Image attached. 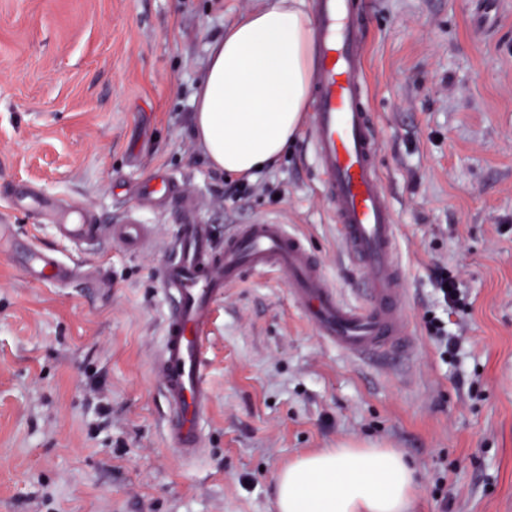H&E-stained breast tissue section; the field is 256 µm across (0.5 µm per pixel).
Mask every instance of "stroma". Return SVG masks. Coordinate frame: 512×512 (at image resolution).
Returning a JSON list of instances; mask_svg holds the SVG:
<instances>
[{
	"mask_svg": "<svg viewBox=\"0 0 512 512\" xmlns=\"http://www.w3.org/2000/svg\"><path fill=\"white\" fill-rule=\"evenodd\" d=\"M266 0H0V512H275L273 478L347 441L400 450L414 512H512V0H367L377 167L401 227L412 355L388 369L315 335L284 277L245 273L213 305L204 338L212 403L205 453L170 448L154 359L175 225L270 221L305 239L352 304L366 276L340 241L302 128L246 195H224L193 132L209 47ZM178 192L146 204L140 187ZM281 188L280 196L269 188ZM93 216L77 246L30 193ZM132 216L152 243L131 253ZM106 272L30 281L25 249ZM470 304L441 360L423 316L435 266ZM150 225L141 224L137 219L128 218L122 224H113L112 241L131 252L146 248L150 243Z\"/></svg>",
	"mask_w": 512,
	"mask_h": 512,
	"instance_id": "obj_1",
	"label": "stroma"
}]
</instances>
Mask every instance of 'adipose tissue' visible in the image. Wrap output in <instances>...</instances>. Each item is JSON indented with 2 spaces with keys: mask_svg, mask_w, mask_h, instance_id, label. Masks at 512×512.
I'll return each mask as SVG.
<instances>
[{
  "mask_svg": "<svg viewBox=\"0 0 512 512\" xmlns=\"http://www.w3.org/2000/svg\"><path fill=\"white\" fill-rule=\"evenodd\" d=\"M303 0H268L210 47L194 129L213 167L253 175L300 133L314 70ZM276 512H408L414 471L392 448L346 443L304 454L274 478Z\"/></svg>",
  "mask_w": 512,
  "mask_h": 512,
  "instance_id": "adipose-tissue-1",
  "label": "adipose tissue"
}]
</instances>
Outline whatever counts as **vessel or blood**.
<instances>
[{"label": "vessel or blood", "mask_w": 512, "mask_h": 512, "mask_svg": "<svg viewBox=\"0 0 512 512\" xmlns=\"http://www.w3.org/2000/svg\"><path fill=\"white\" fill-rule=\"evenodd\" d=\"M318 65L313 80L311 147L324 178L340 238L353 265L367 276L363 305L336 295L304 241L285 225H235L223 249L213 245L207 224H180L173 235L175 257L162 275L168 299L156 368L174 416L170 445L185 458L201 451V423L211 404L204 380L203 334L214 299L245 272L282 275L305 317L333 347L364 360L408 355L411 328L408 291L398 251L394 211L382 188L376 157V123L367 102L366 31L359 0H313ZM61 236L83 243L95 227L87 214L55 211ZM112 239L135 252L150 243L149 225L130 218L113 225ZM22 261L38 283L73 277L74 265L47 252H24Z\"/></svg>", "instance_id": "b4317fda"}]
</instances>
